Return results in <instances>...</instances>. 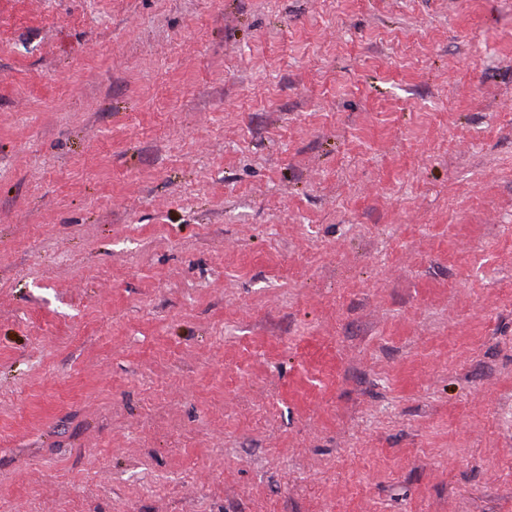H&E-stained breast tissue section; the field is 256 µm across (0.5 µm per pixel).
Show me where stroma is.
Returning <instances> with one entry per match:
<instances>
[{"mask_svg": "<svg viewBox=\"0 0 512 512\" xmlns=\"http://www.w3.org/2000/svg\"><path fill=\"white\" fill-rule=\"evenodd\" d=\"M0 512H512V0H0Z\"/></svg>", "mask_w": 512, "mask_h": 512, "instance_id": "1", "label": "stroma"}]
</instances>
